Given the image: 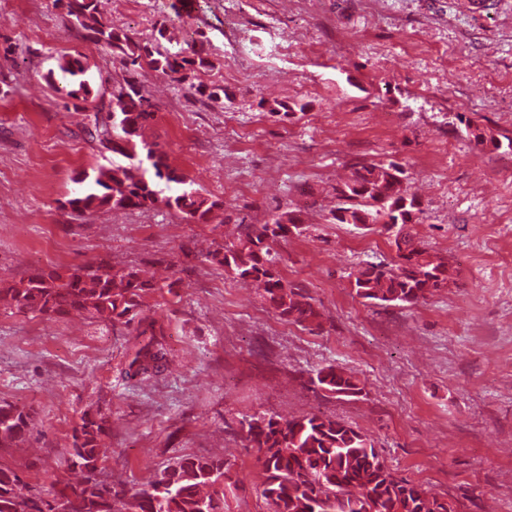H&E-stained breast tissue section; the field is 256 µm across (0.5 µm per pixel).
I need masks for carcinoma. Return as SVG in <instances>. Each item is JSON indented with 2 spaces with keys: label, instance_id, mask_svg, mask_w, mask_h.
<instances>
[{
  "label": "carcinoma",
  "instance_id": "obj_1",
  "mask_svg": "<svg viewBox=\"0 0 512 512\" xmlns=\"http://www.w3.org/2000/svg\"><path fill=\"white\" fill-rule=\"evenodd\" d=\"M84 37L105 45L125 66L177 74L199 92L196 74L211 63L204 43L172 51L162 45L168 27L156 29L154 40L140 42L112 27L98 15L97 0H52ZM59 69L70 89L66 96L85 101L91 87L83 79L80 59L62 56ZM154 117V104L135 78L112 85L107 108L89 116L84 130L100 150L125 159L95 175L83 172L72 179L67 199L75 212L91 214L104 207L147 209L163 205L188 223H208L223 204L187 187L171 169L163 146L143 138ZM479 145L512 150L504 139L475 128ZM338 204L330 212L350 214L352 223L383 224L397 228L391 240L396 260L388 265L368 264L355 276L356 293L384 304H411L448 287L452 274L447 259L432 253L408 231L419 222L421 207L410 192L397 163L361 164L350 178L334 187ZM298 211L277 212L264 224H237L220 243L199 252L202 262L222 268L242 281L263 285L267 304L283 319L303 327L320 328L321 314L312 297L288 284L277 267L272 243L300 230ZM158 284L141 277L132 266L117 267L106 257L63 271L35 269L15 281L0 279V306L47 319L75 312L106 324L127 323L144 313V297ZM150 338L132 362L134 374H147L167 365L168 350L149 326ZM310 384L333 398H351L362 392L354 378L334 365L316 370ZM31 426L29 412L0 404V452L23 441ZM104 416L85 412L72 434L69 469L80 473L66 480L51 496L24 490L17 472L0 464V512H224V499L237 488L231 465L222 458L178 456L156 471L146 487L136 491L112 485L100 467L105 455ZM245 447L252 448L263 471L261 496L268 512H457L447 499L393 474L371 440L362 432L331 417L308 414L283 418L252 415L241 421Z\"/></svg>",
  "mask_w": 512,
  "mask_h": 512
}]
</instances>
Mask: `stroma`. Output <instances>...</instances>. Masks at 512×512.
<instances>
[{
  "mask_svg": "<svg viewBox=\"0 0 512 512\" xmlns=\"http://www.w3.org/2000/svg\"><path fill=\"white\" fill-rule=\"evenodd\" d=\"M100 0L104 21L139 41L167 22L178 46L204 38L199 83L146 72L157 112L145 135L204 196L223 229L172 210L82 215L66 203L82 170L111 166L83 131L84 107L55 91L58 57L82 55L95 104L125 69L51 0H0V278L100 256L176 280L146 298L171 356L135 377V327L49 320L0 307V401L32 426L0 463L33 487L67 474L83 412L109 421L101 466L139 489L177 455L224 456L237 482L224 512H267L260 464L241 441L254 414L322 412L367 435L397 476L460 504L512 512V150L476 145L467 124L512 136V0ZM298 52L282 54L284 40ZM288 105V116L273 107ZM402 165L423 212L418 237L454 271L413 304L357 296L353 274L392 263L382 225L328 223L334 186L353 164ZM307 207L301 232L274 245L278 269L322 314L310 331L277 316L256 284L194 259L235 224ZM353 374L362 394L336 399L318 368Z\"/></svg>",
  "mask_w": 512,
  "mask_h": 512,
  "instance_id": "35a3bbf8",
  "label": "stroma"
}]
</instances>
